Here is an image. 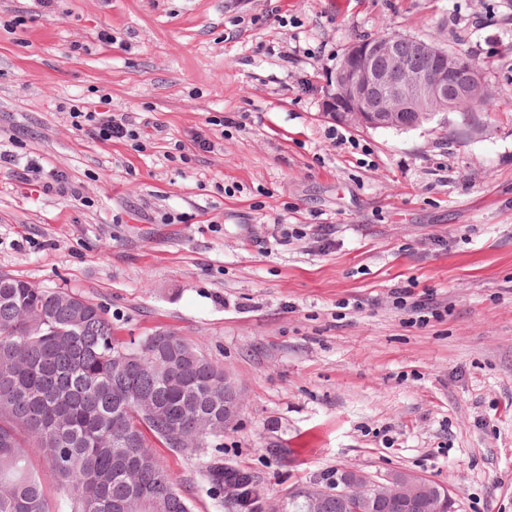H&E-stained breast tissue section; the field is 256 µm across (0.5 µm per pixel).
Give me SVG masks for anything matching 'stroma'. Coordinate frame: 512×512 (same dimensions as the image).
Listing matches in <instances>:
<instances>
[{
    "label": "stroma",
    "mask_w": 512,
    "mask_h": 512,
    "mask_svg": "<svg viewBox=\"0 0 512 512\" xmlns=\"http://www.w3.org/2000/svg\"><path fill=\"white\" fill-rule=\"evenodd\" d=\"M385 26L467 55L495 111L336 121L344 54ZM70 104L155 130L100 144ZM0 146L78 191L0 167V275L82 294L128 343L174 331L236 375L223 436L155 450L191 512H224L215 458L254 472L271 512L350 468L512 512V0H0ZM395 288L451 309L414 325ZM2 164L12 170L17 185L21 188L27 187H43L45 189H54L60 194H70L72 197L77 196L78 191L70 187L68 176L59 170L50 169L45 171L44 167L33 161L23 164L17 155L12 151H0V166ZM50 180V181H47Z\"/></svg>",
    "instance_id": "obj_1"
}]
</instances>
